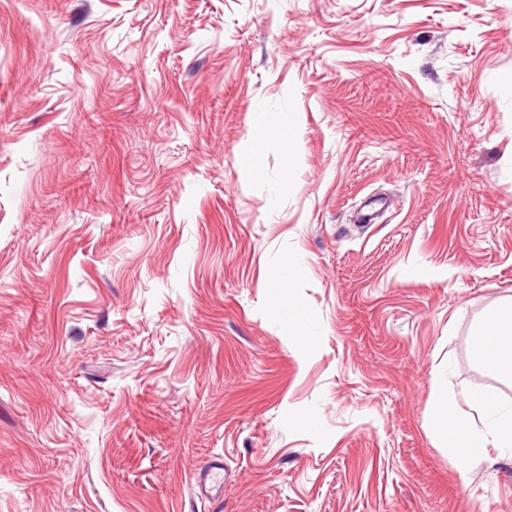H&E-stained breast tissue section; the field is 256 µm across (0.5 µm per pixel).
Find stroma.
Instances as JSON below:
<instances>
[{"instance_id":"stroma-1","label":"stroma","mask_w":512,"mask_h":512,"mask_svg":"<svg viewBox=\"0 0 512 512\" xmlns=\"http://www.w3.org/2000/svg\"><path fill=\"white\" fill-rule=\"evenodd\" d=\"M511 300L512 0H0V512H512ZM471 354L492 372L512 378V302L490 311L474 332ZM466 404L480 413L482 429L473 424L471 413L448 398L441 399L435 409L437 427L447 441L449 456L470 453L478 457L489 446L512 452V406H504L482 391L471 393ZM208 464L197 474V494L206 499L218 500L224 496V463L222 460L215 459Z\"/></svg>"}]
</instances>
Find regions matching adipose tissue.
I'll use <instances>...</instances> for the list:
<instances>
[{
	"mask_svg": "<svg viewBox=\"0 0 512 512\" xmlns=\"http://www.w3.org/2000/svg\"><path fill=\"white\" fill-rule=\"evenodd\" d=\"M471 354L492 372L512 378V302L490 311L474 332ZM481 425H474L473 413ZM437 427L447 441L448 453L482 455L493 447L512 452V406L502 405L493 395L476 391L466 406L441 399L435 409Z\"/></svg>",
	"mask_w": 512,
	"mask_h": 512,
	"instance_id": "ef3b65f1",
	"label": "adipose tissue"
}]
</instances>
